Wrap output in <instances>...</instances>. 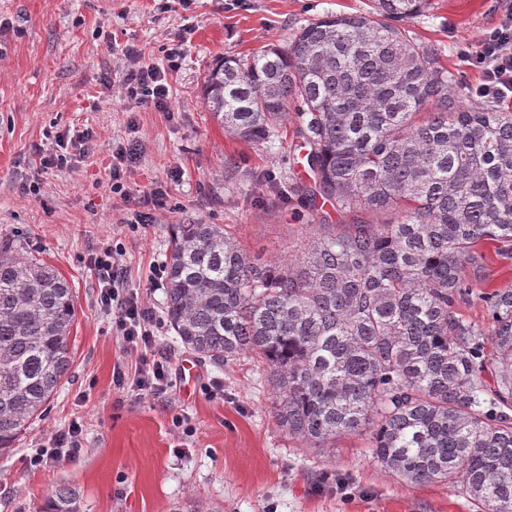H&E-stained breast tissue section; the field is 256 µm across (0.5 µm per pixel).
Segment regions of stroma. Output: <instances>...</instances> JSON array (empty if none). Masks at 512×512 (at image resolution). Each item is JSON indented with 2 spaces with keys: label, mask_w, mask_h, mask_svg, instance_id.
<instances>
[{
  "label": "stroma",
  "mask_w": 512,
  "mask_h": 512,
  "mask_svg": "<svg viewBox=\"0 0 512 512\" xmlns=\"http://www.w3.org/2000/svg\"><path fill=\"white\" fill-rule=\"evenodd\" d=\"M369 0H0V243L54 266L71 284L76 319L68 339L69 372L43 417L0 454V512H40L59 485L75 488L82 512H476L446 484L410 486L385 472L363 437L325 454L288 439L271 415L257 357L227 367L198 362L191 390L136 399L117 390L113 367L125 360L112 318L100 308L87 266L102 245L124 246L128 284L152 308L157 348L174 373L191 354L164 317L165 291L150 269L166 258L176 224H221L251 254L289 256L317 224L339 223L332 208L312 210V179L289 115L279 139L253 145L213 118L203 85L213 64L286 45L327 13L366 10ZM512 0H426L408 28L438 49L465 87L481 72L471 63L478 41L498 26ZM183 60L172 77L173 117L114 96L130 62L125 45L159 61L173 40ZM85 128L92 150L75 166L32 179L31 161L55 135ZM136 140L140 157L128 180L134 194L156 186L167 207L155 224L129 225L113 194L112 143ZM288 177V192L276 179ZM223 400L209 399L211 379ZM82 426L80 457L31 466L37 449L71 421Z\"/></svg>",
  "instance_id": "obj_1"
}]
</instances>
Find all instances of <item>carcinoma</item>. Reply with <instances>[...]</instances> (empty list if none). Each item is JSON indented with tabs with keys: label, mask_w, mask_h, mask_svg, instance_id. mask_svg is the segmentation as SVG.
I'll return each mask as SVG.
<instances>
[{
	"label": "carcinoma",
	"mask_w": 512,
	"mask_h": 512,
	"mask_svg": "<svg viewBox=\"0 0 512 512\" xmlns=\"http://www.w3.org/2000/svg\"><path fill=\"white\" fill-rule=\"evenodd\" d=\"M289 44L208 71L224 130L279 137L299 104L312 199L379 224H321L278 262L222 224H175L165 316L178 343L218 366L261 359L276 425L329 452L368 435L407 484L446 483L477 512H512V289L484 290L483 323L459 302L486 283L483 241L512 261V113L470 106L438 49L405 26L424 0H371ZM73 289L0 246V452L43 416L70 369ZM43 512H81L60 485Z\"/></svg>",
	"instance_id": "cac0c4a2"
}]
</instances>
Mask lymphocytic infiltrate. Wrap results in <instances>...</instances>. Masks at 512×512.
<instances>
[{
    "label": "lymphocytic infiltrate",
    "instance_id": "obj_1",
    "mask_svg": "<svg viewBox=\"0 0 512 512\" xmlns=\"http://www.w3.org/2000/svg\"><path fill=\"white\" fill-rule=\"evenodd\" d=\"M125 55L131 68L119 84L121 98L155 112L171 113L170 77L179 67L180 47L167 49L161 64L145 61L141 49L134 46L126 47ZM472 63L481 71V81L474 89L477 96L500 101L512 99V8L506 9L499 26L480 40ZM137 158L135 143H113L112 191L130 201L132 223L150 224L156 211L166 207L167 193L157 187L144 196H131L127 176ZM89 265L100 288V306L111 314L126 354L135 360L134 366L115 367L113 384L138 398H162L170 386V360L156 349L157 326L151 309L127 285L122 248L110 245L101 248L90 255ZM82 450V426L74 421L54 434L50 447L38 449L30 464L44 467L72 460Z\"/></svg>",
    "mask_w": 512,
    "mask_h": 512
}]
</instances>
